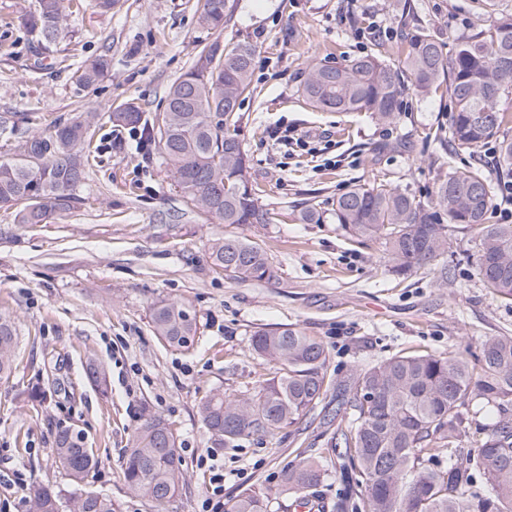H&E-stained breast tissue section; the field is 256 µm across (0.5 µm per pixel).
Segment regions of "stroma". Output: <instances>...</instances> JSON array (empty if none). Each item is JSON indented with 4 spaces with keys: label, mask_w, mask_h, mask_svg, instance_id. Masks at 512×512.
Listing matches in <instances>:
<instances>
[{
    "label": "stroma",
    "mask_w": 512,
    "mask_h": 512,
    "mask_svg": "<svg viewBox=\"0 0 512 512\" xmlns=\"http://www.w3.org/2000/svg\"><path fill=\"white\" fill-rule=\"evenodd\" d=\"M37 4L0 0V160L19 158L29 137L80 113L98 120L95 152L68 210L29 225L0 208V312L19 336L12 373L0 379V512H28L41 484L70 489L53 442L74 424L99 459L83 489L110 494L116 512H157L127 494L121 468L150 412L176 432L187 474L166 512H202L207 455L224 467L225 498L256 490L268 512H296L299 494L282 477L302 459H325L330 432L321 419L222 445L198 414L210 394L254 392L272 377L273 366L252 350L256 330L302 328L323 343L327 374L340 382L395 354L444 355L482 336H512V302L484 288L473 232L449 228L447 253L402 277L380 241L353 242L333 211L354 185L374 181L432 200L438 175L468 165V152L449 154L424 137L447 129V94L408 91L390 124L320 111L301 96L310 62L346 63L397 40L414 19L454 45L492 22L487 0H232L224 40L255 49L238 138L275 218L231 228L187 207L159 153L143 156L128 129L108 120L128 102L149 115L164 111L169 86L212 39L198 21L203 0H117L107 13L82 0L47 51L23 20ZM99 56L110 59L109 71L81 85L80 66ZM279 125L296 128L309 150L279 144ZM380 144L384 152L375 153ZM310 206L320 223L302 222ZM230 230L266 249L276 281H238L215 269L210 243ZM161 299L195 312L199 332L189 347L153 333L150 308ZM89 356L107 372L106 391L85 378Z\"/></svg>",
    "instance_id": "stroma-1"
}]
</instances>
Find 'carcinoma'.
I'll return each mask as SVG.
<instances>
[{"label": "carcinoma", "instance_id": "carcinoma-1", "mask_svg": "<svg viewBox=\"0 0 512 512\" xmlns=\"http://www.w3.org/2000/svg\"><path fill=\"white\" fill-rule=\"evenodd\" d=\"M231 0H204L200 23L214 39L200 50L193 67L175 80L163 112L152 118L133 103L109 115L117 127L148 131L169 176L186 204L228 225L269 224L270 209L260 201L246 156L235 133L240 102L251 91L254 49L247 42L224 45ZM72 0H38L26 16L44 48L67 24ZM488 5L494 20L445 50L430 28L409 26L391 48L382 42L366 55L327 70L326 62L307 66L302 95L313 108L368 112L378 121L397 117L402 98L445 88L454 110L448 146L477 155L486 140L499 137L498 165L512 175V118L498 108L512 87V11ZM110 68L101 56L82 67L77 80L94 84ZM98 118L85 112L47 135L25 141L21 157L0 161V206L19 207L20 224H42L66 211L73 188L89 164L86 150ZM493 194L484 166L475 163L438 177L434 198L422 202L386 184H359L336 199V223L357 238L383 241L392 271L405 275L448 252V227L470 229L477 237L478 275L497 297L512 301V224H488ZM213 265L243 281L271 282L278 268L256 242L226 234L210 244ZM151 323L171 347L187 348L197 335L194 311L184 302L158 301ZM13 319L0 314V377L12 372L17 346ZM258 358L277 366V375L254 393L232 398L217 392L198 407L202 423L221 443L252 433L295 426L318 413L336 425L325 461L286 471L284 486L304 491L318 484L325 464L351 471L346 498L360 512H512V336L477 339L478 354L450 351L394 355L351 377L324 402L327 353L321 341L284 325L253 333ZM85 377L107 386V374L94 358ZM474 450L462 442L470 430ZM55 462L74 491L67 500L47 485L29 496V512H115L106 493L79 489L98 465L82 431L62 429L55 440ZM128 493L163 508L180 491L186 472L174 430L163 418L147 415L132 434L123 462ZM267 497L246 490L225 512H267Z\"/></svg>", "mask_w": 512, "mask_h": 512}]
</instances>
